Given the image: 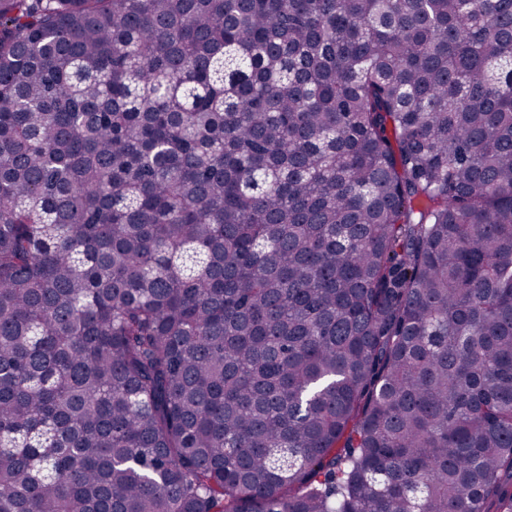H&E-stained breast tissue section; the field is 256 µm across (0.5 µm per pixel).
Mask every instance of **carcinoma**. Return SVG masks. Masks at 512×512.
Segmentation results:
<instances>
[{"label": "carcinoma", "instance_id": "1", "mask_svg": "<svg viewBox=\"0 0 512 512\" xmlns=\"http://www.w3.org/2000/svg\"><path fill=\"white\" fill-rule=\"evenodd\" d=\"M0 512H512V0H0Z\"/></svg>", "mask_w": 512, "mask_h": 512}]
</instances>
